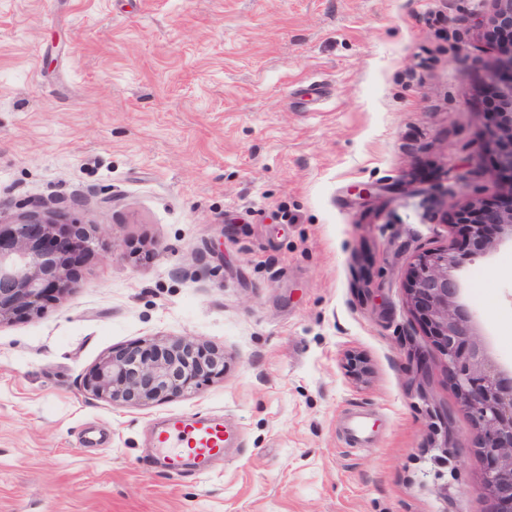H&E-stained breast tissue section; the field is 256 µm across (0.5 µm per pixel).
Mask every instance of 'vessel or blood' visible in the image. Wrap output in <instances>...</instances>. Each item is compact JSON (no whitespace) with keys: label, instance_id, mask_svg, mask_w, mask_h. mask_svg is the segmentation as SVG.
Wrapping results in <instances>:
<instances>
[{"label":"vessel or blood","instance_id":"vessel-or-blood-1","mask_svg":"<svg viewBox=\"0 0 512 512\" xmlns=\"http://www.w3.org/2000/svg\"><path fill=\"white\" fill-rule=\"evenodd\" d=\"M224 425L205 416H169L154 438L156 455L150 466L180 479L207 470L224 456Z\"/></svg>","mask_w":512,"mask_h":512}]
</instances>
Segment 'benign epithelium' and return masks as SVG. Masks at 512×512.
I'll list each match as a JSON object with an SVG mask.
<instances>
[{"mask_svg": "<svg viewBox=\"0 0 512 512\" xmlns=\"http://www.w3.org/2000/svg\"><path fill=\"white\" fill-rule=\"evenodd\" d=\"M494 25L507 35L488 69L500 91L501 124L512 135V0H496ZM463 251L419 254L410 271L407 302L425 327L438 363L448 370L459 409L477 427L483 468L481 494L492 512H512V372L504 370L459 301L456 271L512 241V209L499 213L495 230L467 225ZM84 224H62L56 212L0 216V325L39 312L70 289L71 270L91 250ZM224 375V353L187 336L130 344L103 358L84 377L94 396L132 406L178 398Z\"/></svg>", "mask_w": 512, "mask_h": 512, "instance_id": "1", "label": "benign epithelium"}]
</instances>
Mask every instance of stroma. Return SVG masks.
I'll return each instance as SVG.
<instances>
[{
  "mask_svg": "<svg viewBox=\"0 0 512 512\" xmlns=\"http://www.w3.org/2000/svg\"><path fill=\"white\" fill-rule=\"evenodd\" d=\"M494 10L0 0V215L97 228L69 294L0 326V512H491L406 281L502 188L477 107ZM363 184L385 191L364 202ZM457 276L512 367V243ZM184 336L223 351V377L142 407L84 389L112 350ZM196 412L232 434L223 460L191 481L145 471L152 428Z\"/></svg>",
  "mask_w": 512,
  "mask_h": 512,
  "instance_id": "35a3bbf8",
  "label": "stroma"
}]
</instances>
